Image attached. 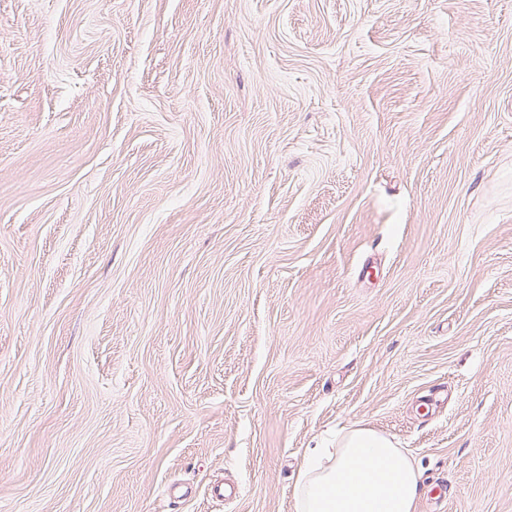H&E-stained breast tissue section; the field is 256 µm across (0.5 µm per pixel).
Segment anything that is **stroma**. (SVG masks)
Wrapping results in <instances>:
<instances>
[{
  "label": "stroma",
  "instance_id": "35a3bbf8",
  "mask_svg": "<svg viewBox=\"0 0 512 512\" xmlns=\"http://www.w3.org/2000/svg\"><path fill=\"white\" fill-rule=\"evenodd\" d=\"M358 424L512 512V0H0V512H293Z\"/></svg>",
  "mask_w": 512,
  "mask_h": 512
}]
</instances>
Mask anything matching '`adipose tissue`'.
<instances>
[{"label":"adipose tissue","mask_w":512,"mask_h":512,"mask_svg":"<svg viewBox=\"0 0 512 512\" xmlns=\"http://www.w3.org/2000/svg\"><path fill=\"white\" fill-rule=\"evenodd\" d=\"M417 462L392 437L365 426L306 453L294 483V512H415Z\"/></svg>","instance_id":"1"}]
</instances>
